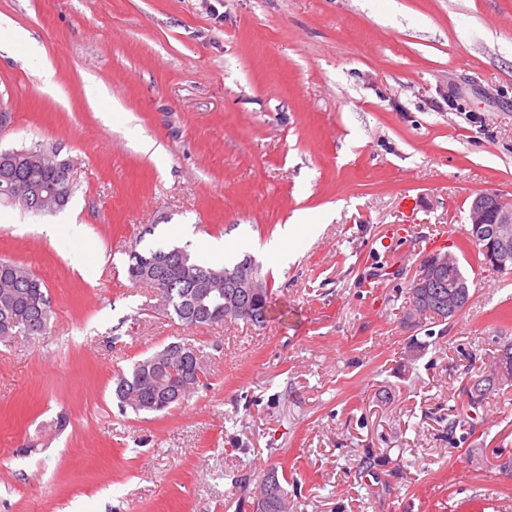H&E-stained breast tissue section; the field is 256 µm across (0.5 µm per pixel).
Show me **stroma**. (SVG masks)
Listing matches in <instances>:
<instances>
[{
  "mask_svg": "<svg viewBox=\"0 0 512 512\" xmlns=\"http://www.w3.org/2000/svg\"><path fill=\"white\" fill-rule=\"evenodd\" d=\"M0 16L39 47L0 48V149L56 146L75 183L54 214L0 207V258L52 299L46 332L0 343V512H252L271 467L289 512H512V383L475 431H448L512 337V274L465 239L472 195L512 197V0H0ZM89 79L111 101L91 107ZM303 214L317 233L282 236ZM139 237L226 242L217 268L251 255L266 322L180 325L128 279ZM442 239L472 299L404 324ZM172 342L199 348L203 386L122 412L117 375Z\"/></svg>",
  "mask_w": 512,
  "mask_h": 512,
  "instance_id": "1",
  "label": "stroma"
}]
</instances>
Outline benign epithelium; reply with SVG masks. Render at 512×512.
<instances>
[{
  "label": "benign epithelium",
  "instance_id": "obj_1",
  "mask_svg": "<svg viewBox=\"0 0 512 512\" xmlns=\"http://www.w3.org/2000/svg\"><path fill=\"white\" fill-rule=\"evenodd\" d=\"M469 231L484 243L487 266L505 269L512 258V198L507 200L495 190H484L473 196L469 206ZM459 258L449 250L436 251L428 255L420 264L413 279V287L418 289L417 301L404 316L405 322L414 325L419 322L423 311L428 308L427 288L444 276L449 269L457 266ZM184 273L191 282L188 302L192 317L214 320L210 310L212 303L224 300V316L246 319L252 315L251 307L243 300L245 294L260 295L262 283L254 267L244 264L233 272H204L195 266H183ZM469 285L459 280L448 281V317L458 315L462 306L461 296L468 295ZM173 360L199 364L198 351L189 346H178L164 357L156 359L146 369V378H157L169 369Z\"/></svg>",
  "mask_w": 512,
  "mask_h": 512
}]
</instances>
